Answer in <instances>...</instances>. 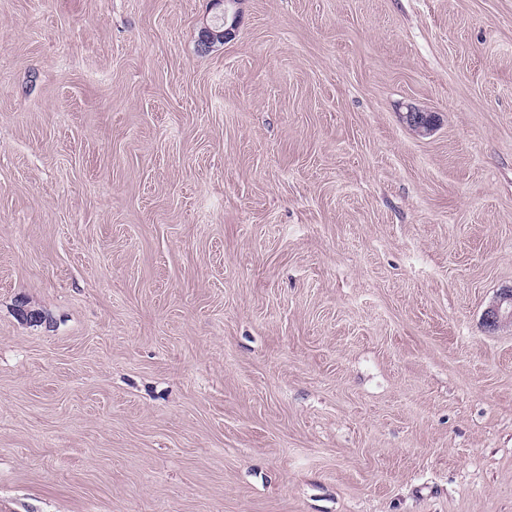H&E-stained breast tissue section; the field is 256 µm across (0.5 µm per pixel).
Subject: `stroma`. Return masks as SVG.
Wrapping results in <instances>:
<instances>
[{
	"mask_svg": "<svg viewBox=\"0 0 512 512\" xmlns=\"http://www.w3.org/2000/svg\"><path fill=\"white\" fill-rule=\"evenodd\" d=\"M238 9L0 0V512H512V0ZM214 7L220 8V20L222 23L219 25L204 27L202 31V42L204 44H211L218 40H225L236 26L237 11H233V7L241 0H211ZM229 20L231 23L226 27Z\"/></svg>",
	"mask_w": 512,
	"mask_h": 512,
	"instance_id": "1",
	"label": "stroma"
}]
</instances>
